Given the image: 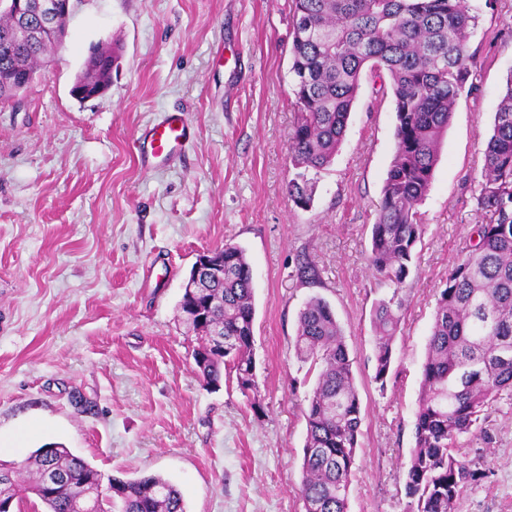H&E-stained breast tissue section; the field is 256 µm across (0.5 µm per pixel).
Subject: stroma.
<instances>
[{"label":"stroma","mask_w":512,"mask_h":512,"mask_svg":"<svg viewBox=\"0 0 512 512\" xmlns=\"http://www.w3.org/2000/svg\"><path fill=\"white\" fill-rule=\"evenodd\" d=\"M478 17L471 89L459 98L401 296L385 384L375 383L371 226L394 149L395 105L363 76L344 140L303 210L288 196L291 0H72L67 36L0 106V430L36 417L103 473L159 474L188 512H304L311 382L295 352L310 297L332 306L352 360L361 436L348 512H406L425 346L440 292L475 224L485 140L512 73V0ZM117 43L101 97L70 94L92 46ZM188 114L193 138L147 171L140 129ZM247 251L258 387L195 374L198 339L178 302L199 254ZM317 285L296 276L299 258ZM461 454L485 477L456 512H512V397Z\"/></svg>","instance_id":"35a3bbf8"}]
</instances>
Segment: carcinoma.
Returning a JSON list of instances; mask_svg holds the SVG:
<instances>
[{"label":"carcinoma","instance_id":"obj_1","mask_svg":"<svg viewBox=\"0 0 512 512\" xmlns=\"http://www.w3.org/2000/svg\"><path fill=\"white\" fill-rule=\"evenodd\" d=\"M292 94L288 136L293 169L288 194L301 209L313 205L314 174L332 162L369 70L388 83L396 113L395 150L371 228L370 264L393 287L373 311L377 338L374 381L386 382L392 343L409 276L426 225V199L441 143L458 98L476 66L468 39L477 23L468 0H292ZM54 44L39 20L0 11V105L13 101L17 81L34 72ZM88 59L75 82L101 90L102 58ZM486 221L477 225L440 292L426 343L414 447L405 471L407 512H454L461 489L484 473L459 456L460 437L477 432L486 412L512 396V76L508 77L484 150L476 197ZM209 293L222 304L190 329L200 336L193 358L202 381L218 388L234 374L240 391L257 389L253 275L245 249L224 243V278ZM230 344L211 347L216 328ZM298 358L317 372L305 413L300 496L304 512H348L356 464L361 405L352 362L335 312L310 298L299 312ZM18 512H80L101 500L102 512H187L183 495L159 474L104 476L67 448H39L20 467L0 463V497Z\"/></svg>","mask_w":512,"mask_h":512}]
</instances>
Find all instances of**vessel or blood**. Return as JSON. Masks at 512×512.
Listing matches in <instances>:
<instances>
[{
	"instance_id": "b4317fda",
	"label": "vessel or blood",
	"mask_w": 512,
	"mask_h": 512,
	"mask_svg": "<svg viewBox=\"0 0 512 512\" xmlns=\"http://www.w3.org/2000/svg\"><path fill=\"white\" fill-rule=\"evenodd\" d=\"M191 138L192 127L187 116L181 112L169 113L143 130L136 144L138 158L145 167H165L187 148Z\"/></svg>"
}]
</instances>
